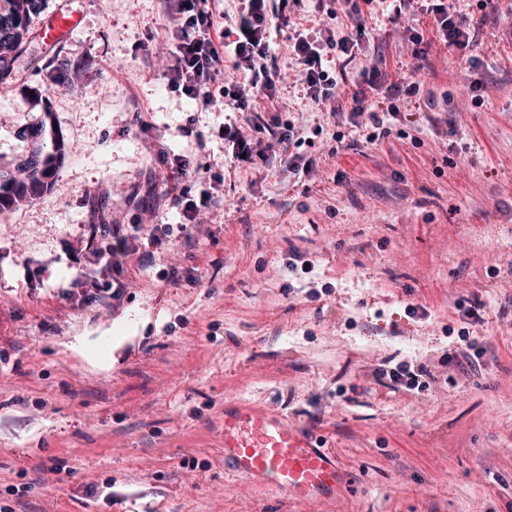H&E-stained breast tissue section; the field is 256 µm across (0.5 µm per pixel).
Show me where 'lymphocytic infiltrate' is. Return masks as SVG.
<instances>
[{
    "label": "lymphocytic infiltrate",
    "instance_id": "1",
    "mask_svg": "<svg viewBox=\"0 0 512 512\" xmlns=\"http://www.w3.org/2000/svg\"><path fill=\"white\" fill-rule=\"evenodd\" d=\"M408 0H316L319 12L341 23L334 36L326 41L299 31L290 37V47L301 68V80L312 101L328 106L331 114L350 113L364 118L369 133L367 142H375L378 133H391L392 124L405 101L419 96L421 86L415 82L389 81L384 52L375 53L369 67L349 75L348 66L356 53L370 41L365 16L376 7L387 6L390 19H399ZM427 11L434 16L431 29L411 28L410 63L413 69L434 70L432 56L441 49L460 51L471 47L478 26L473 17L453 12L448 0H430ZM167 12L171 22L167 40L172 46L171 63L163 76L172 86L181 88L201 109L216 105L212 84L229 70L242 72L244 85L225 86L224 94L237 111L246 115L255 140H248L237 128L226 127L225 139L232 142L236 154L266 156L274 148L290 150L300 147L293 123L265 119L264 111H278L276 84L279 73L272 62L273 36L286 23L283 8L273 0H241L238 20L233 28H220L214 18L211 0H169ZM336 53L335 69L324 64L325 50ZM383 90L382 104L368 102L367 93ZM263 98L266 110H258L255 100ZM137 228H113L108 245H99L96 235H89L86 248L123 267L137 254Z\"/></svg>",
    "mask_w": 512,
    "mask_h": 512
}]
</instances>
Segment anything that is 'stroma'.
Returning a JSON list of instances; mask_svg holds the SVG:
<instances>
[{
	"label": "stroma",
	"instance_id": "obj_1",
	"mask_svg": "<svg viewBox=\"0 0 512 512\" xmlns=\"http://www.w3.org/2000/svg\"><path fill=\"white\" fill-rule=\"evenodd\" d=\"M66 9L68 39L35 40L0 83V160L28 153L17 130L44 106L72 150L43 197L0 213V476L31 487L15 512H512V0L470 49L482 105L445 52V78L415 75L435 100L410 139L367 142L314 103L278 36L279 117L308 173L237 161L222 128L239 113L167 84L163 0H41L33 23ZM406 27L381 24L394 80ZM190 123L201 141L181 137ZM168 154L190 174L173 178ZM170 185L224 205L185 225ZM94 224L174 230L134 280L85 250ZM83 268L121 297L62 298ZM474 298L477 322L456 308ZM464 327L477 362L463 371L448 357ZM387 358L428 370V388L380 377ZM228 402L313 425L345 493L297 502L225 472Z\"/></svg>",
	"mask_w": 512,
	"mask_h": 512
}]
</instances>
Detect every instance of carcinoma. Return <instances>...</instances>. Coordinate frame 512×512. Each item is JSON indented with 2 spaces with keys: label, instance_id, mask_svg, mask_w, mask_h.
Listing matches in <instances>:
<instances>
[{
  "label": "carcinoma",
  "instance_id": "obj_1",
  "mask_svg": "<svg viewBox=\"0 0 512 512\" xmlns=\"http://www.w3.org/2000/svg\"><path fill=\"white\" fill-rule=\"evenodd\" d=\"M39 0H0V83L18 79L24 66V54L34 40L31 31L32 16ZM50 112L21 131L30 143L29 162L0 161V212L21 208L44 195L56 167L71 151L60 136L51 139L46 147L47 120Z\"/></svg>",
  "mask_w": 512,
  "mask_h": 512
}]
</instances>
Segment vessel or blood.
Instances as JSON below:
<instances>
[{
  "label": "vessel or blood",
  "mask_w": 512,
  "mask_h": 512,
  "mask_svg": "<svg viewBox=\"0 0 512 512\" xmlns=\"http://www.w3.org/2000/svg\"><path fill=\"white\" fill-rule=\"evenodd\" d=\"M77 23L73 12L58 13L40 36L46 45L61 43ZM223 448L227 469L271 481L298 500L334 499L347 482L335 452L324 447L314 431L258 405L225 407Z\"/></svg>",
  "instance_id": "b4317fda"
}]
</instances>
